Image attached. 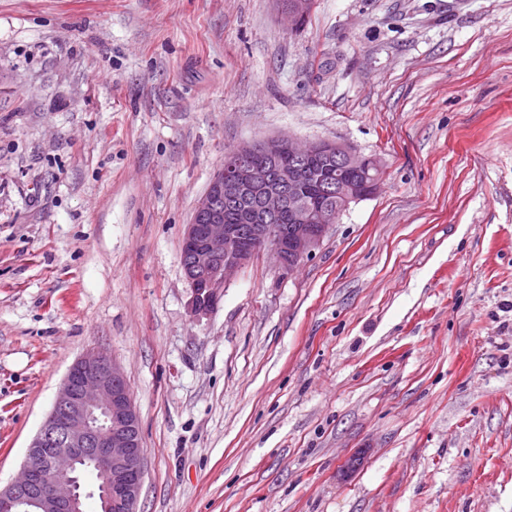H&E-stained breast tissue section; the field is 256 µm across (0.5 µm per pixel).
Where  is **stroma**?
Segmentation results:
<instances>
[{"label": "stroma", "mask_w": 512, "mask_h": 512, "mask_svg": "<svg viewBox=\"0 0 512 512\" xmlns=\"http://www.w3.org/2000/svg\"><path fill=\"white\" fill-rule=\"evenodd\" d=\"M383 165L194 317L243 143ZM123 367L137 512H512V0H0V485L71 365Z\"/></svg>", "instance_id": "stroma-1"}]
</instances>
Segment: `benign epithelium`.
<instances>
[{"label":"benign epithelium","mask_w":512,"mask_h":512,"mask_svg":"<svg viewBox=\"0 0 512 512\" xmlns=\"http://www.w3.org/2000/svg\"><path fill=\"white\" fill-rule=\"evenodd\" d=\"M311 5L290 0L279 8L294 28ZM286 150L295 163L271 166ZM318 157L327 159L331 177L312 191L305 166ZM348 170L371 171V182L359 186L343 177ZM380 174L378 158L337 141L300 146L275 137L238 147L214 174L183 235L189 312H210L226 283L260 249L269 251L278 270L291 272L351 204L375 194ZM226 205L238 207L240 223H224ZM284 209L288 223H271ZM85 467L97 472L103 512H136L144 475L139 416L123 369L95 348L72 365L20 474L0 488V512H82L79 474Z\"/></svg>","instance_id":"benign-epithelium-1"}]
</instances>
